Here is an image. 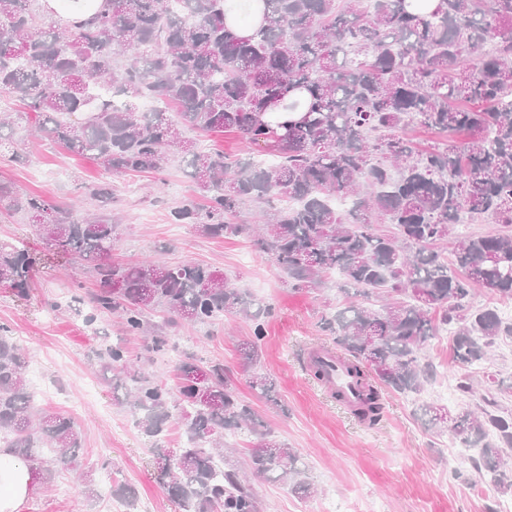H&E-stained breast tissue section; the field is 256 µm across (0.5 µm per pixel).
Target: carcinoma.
I'll list each match as a JSON object with an SVG mask.
<instances>
[{
    "label": "carcinoma",
    "mask_w": 512,
    "mask_h": 512,
    "mask_svg": "<svg viewBox=\"0 0 512 512\" xmlns=\"http://www.w3.org/2000/svg\"><path fill=\"white\" fill-rule=\"evenodd\" d=\"M35 2L0 0V37L13 47L0 56V93L39 115L42 137L116 175L158 170L177 154L204 203L185 199L172 223L216 237L248 234L295 290L337 271L383 302L379 311L351 303L321 322L352 362L360 421L380 420L386 391L424 390L433 368L421 354L439 331L453 333L462 368L512 336V321L470 306L477 288L512 300V0H437L417 13L409 0H258L249 13L261 22L249 36L226 24L225 0H102L84 19L48 23ZM142 98L160 106L142 112ZM278 106L303 116L262 120ZM414 123L442 140L407 138ZM187 129L235 132L272 163L203 151ZM336 195L351 208L332 207ZM3 202L49 250L92 263L94 306L119 314L126 333L150 336L152 351L168 347L146 317L161 306L194 324L245 314V355H257L272 306L216 271L193 261L117 263L121 225L112 215L85 216L0 182ZM247 203L264 223L236 222ZM464 218L501 231L461 236ZM379 223L393 232H378ZM452 238L450 265L438 247ZM39 261L1 241L0 285L26 296ZM96 359L100 372H112V389H125L144 435L159 436L174 417L184 426L182 447L153 448L182 512H260L248 481L214 466L224 460L226 431L254 434L253 476L310 493L296 453L253 427L223 367L182 362L170 387L130 366L120 346H103ZM27 367L26 352L0 327V441L48 484L57 464L75 462L80 436L69 415L36 409ZM457 388L476 409L450 424L433 404L422 414L480 447L481 480L512 494V413L488 382L481 392L464 373Z\"/></svg>",
    "instance_id": "obj_1"
}]
</instances>
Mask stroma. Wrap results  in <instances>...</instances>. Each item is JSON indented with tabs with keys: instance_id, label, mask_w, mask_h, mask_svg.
<instances>
[{
	"instance_id": "1",
	"label": "stroma",
	"mask_w": 512,
	"mask_h": 512,
	"mask_svg": "<svg viewBox=\"0 0 512 512\" xmlns=\"http://www.w3.org/2000/svg\"><path fill=\"white\" fill-rule=\"evenodd\" d=\"M1 109L18 119L9 143L0 146V180L19 192L92 211L98 204L84 196L83 186L111 184L112 218L123 226L113 252L117 260L150 257L176 265L191 259L220 270L253 300L273 307L259 356L251 362L242 351L250 338L248 322L227 315L210 324L173 323L159 308L149 319L170 347L150 352L148 338L126 335L112 313L75 302L76 291L87 294L98 287L90 267L76 259L38 268L27 299L0 286V325L28 353L36 406L73 417L81 438L78 469H58L52 486L38 488L18 512H181L155 467L152 439L139 431L130 407L114 401L96 370L95 353L107 342L125 347L152 377L170 385L180 362L223 366L225 379L261 428L297 452L313 488L304 496L280 483L252 479L263 512H497L505 498L478 480L471 460L459 455L461 440L447 430L426 428L420 417L423 399L454 411L472 404L457 388L462 370L452 357L449 332L432 339L423 356L434 369L423 399L385 393L382 419L364 424L332 401L305 368L309 348L333 347L320 319L358 301L353 286L332 273L317 287L289 288L275 261L249 237H209L194 225L172 223L170 210L193 193L176 157H168L159 171L117 177L91 156L34 139L38 117L23 112L16 98L0 94ZM472 372L481 380L494 376L512 410L511 336L501 338ZM256 373L273 380L270 397L250 387ZM81 471L100 484L109 479L133 487L135 505L106 492L86 499L77 479Z\"/></svg>"
}]
</instances>
